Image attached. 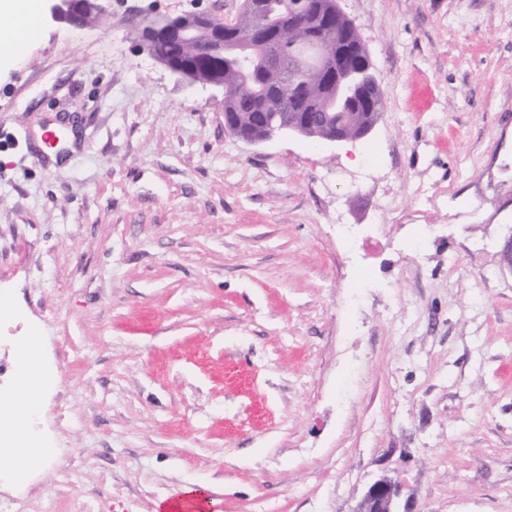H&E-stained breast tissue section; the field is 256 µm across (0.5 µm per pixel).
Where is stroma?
Masks as SVG:
<instances>
[{
  "instance_id": "obj_1",
  "label": "stroma",
  "mask_w": 512,
  "mask_h": 512,
  "mask_svg": "<svg viewBox=\"0 0 512 512\" xmlns=\"http://www.w3.org/2000/svg\"><path fill=\"white\" fill-rule=\"evenodd\" d=\"M238 3L44 13L0 67V392L38 333L54 451L0 512H353L384 473L512 512V0H339L383 112L336 145L238 139L138 45ZM50 2V18L54 22H64L70 27L84 28L88 25L84 21L81 1L78 0H48Z\"/></svg>"
}]
</instances>
